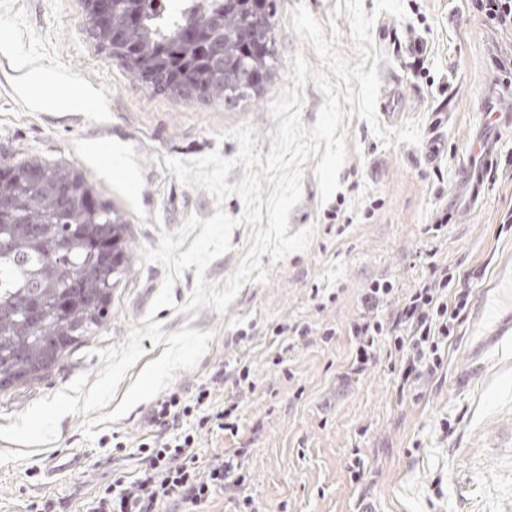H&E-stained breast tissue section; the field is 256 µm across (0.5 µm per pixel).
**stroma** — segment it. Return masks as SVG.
<instances>
[{"label":"stroma","mask_w":512,"mask_h":512,"mask_svg":"<svg viewBox=\"0 0 512 512\" xmlns=\"http://www.w3.org/2000/svg\"><path fill=\"white\" fill-rule=\"evenodd\" d=\"M337 0H276L275 63L260 90L228 106L154 95L131 80L86 33L81 0H0V160L36 158L79 170L99 196L125 217L130 267L112 290V319L45 379L0 391V426L10 425L44 396L85 374L97 380L99 350L123 344L153 314L164 333L182 326L214 338L171 391L193 400L212 389L211 406L230 411L235 432H201L196 454L207 462L238 453L245 493L255 512H512V122L485 120V94L512 108V34L489 26L470 0H403L405 20L381 14L372 41L381 95H393L397 128L421 118L419 144L383 146L359 117L344 119L348 158L341 188L320 202L314 169L303 166L302 197L289 231L316 227L307 251L280 262L262 255L267 283L245 284L226 312H180L196 285L186 269L172 287L175 307L150 312L164 267L143 262L189 216L224 208L240 216L238 196L216 205L205 190L179 182L169 157L195 159L238 143L219 132L252 124L261 155L278 123L270 104L289 84L295 55L321 67L309 42L292 29L291 11L304 5L320 22L335 19L338 54L359 63L347 16L332 17ZM92 95L86 112L43 108L22 87L26 72ZM487 143L489 159L473 156ZM484 192L471 200L465 169L484 167ZM444 268L471 303L444 349L442 366L404 381L394 339L381 337L376 359L351 373L350 326L364 288L377 279L404 296ZM307 325V337L283 327ZM333 329L324 340L325 329ZM250 370L249 383L225 381V367ZM151 402L116 422L99 424L85 440L84 415L64 416L56 439L22 445L0 439V512H30L53 499L56 512H80L113 473L136 474L138 442L153 434ZM114 447H107V440ZM359 470H352L353 459Z\"/></svg>","instance_id":"stroma-1"}]
</instances>
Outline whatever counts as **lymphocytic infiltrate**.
I'll return each instance as SVG.
<instances>
[{"instance_id": "1", "label": "lymphocytic infiltrate", "mask_w": 512, "mask_h": 512, "mask_svg": "<svg viewBox=\"0 0 512 512\" xmlns=\"http://www.w3.org/2000/svg\"><path fill=\"white\" fill-rule=\"evenodd\" d=\"M447 271L406 295L392 321L377 315L380 305L391 299V281H372L361 294V316L351 324L356 354L352 373L363 372L375 358L380 337L394 339L403 359L402 376L420 380L439 369L442 349L453 337L470 305L468 290H452ZM211 391L198 388L192 401L173 393L159 400L150 412L152 424L164 433L142 439L137 451L144 465L132 476L113 474L110 483L98 487L82 505V512H198L216 492L242 488L244 479L230 457L213 456L198 465L194 453L200 430L215 426L227 430L225 413L210 410ZM195 428H187L188 418Z\"/></svg>"}]
</instances>
